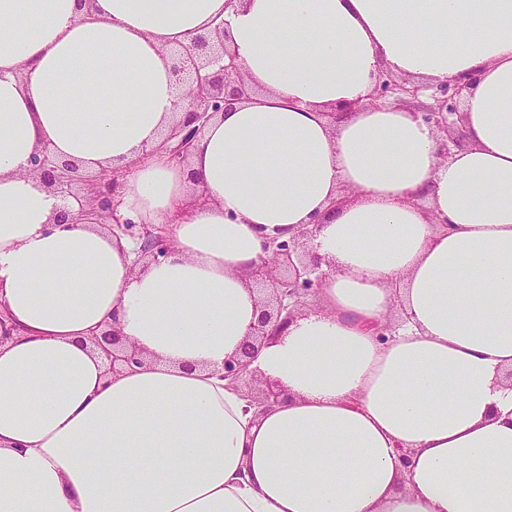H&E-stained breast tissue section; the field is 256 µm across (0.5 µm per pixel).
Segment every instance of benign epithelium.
<instances>
[{"mask_svg": "<svg viewBox=\"0 0 512 512\" xmlns=\"http://www.w3.org/2000/svg\"><path fill=\"white\" fill-rule=\"evenodd\" d=\"M173 71L181 85L182 116L166 128L159 143L145 152V156L160 154L168 162L181 166L189 163L195 142L208 123L230 102L246 99L249 93L235 55L224 45L222 21L212 30L192 36L174 54ZM463 89L457 83L421 85L383 73L371 94V104L376 107L392 103L416 105L413 116L439 135L438 155L445 161L467 145ZM126 170L125 166H107L98 172L85 173L78 164L60 162L44 148L29 159L28 172L66 203L57 213L56 223L97 224L114 236L131 238L136 244L135 265L144 270L168 254L171 236L167 226L141 224L122 210L120 189ZM71 199L77 208L67 206ZM319 228L318 224H305L287 240L277 236L267 238L264 243L267 257L252 271V282L262 295L260 316L249 328L239 354L224 359L220 377L258 408L277 402L282 395L279 389L262 393L242 390V384L257 377L251 364L259 347L283 335L302 315L304 298L319 293L328 275L321 270V258L311 250ZM92 343L109 362V374L144 362L140 351L126 345L114 327L93 336Z\"/></svg>", "mask_w": 512, "mask_h": 512, "instance_id": "benign-epithelium-1", "label": "benign epithelium"}]
</instances>
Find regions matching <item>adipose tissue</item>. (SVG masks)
I'll use <instances>...</instances> for the list:
<instances>
[{"label": "adipose tissue", "mask_w": 512, "mask_h": 512, "mask_svg": "<svg viewBox=\"0 0 512 512\" xmlns=\"http://www.w3.org/2000/svg\"><path fill=\"white\" fill-rule=\"evenodd\" d=\"M220 20L250 100L188 166L141 162L180 113L171 49ZM382 69L470 80L467 146L440 162L366 105ZM41 147L132 165L123 205L168 255L138 272L55 223ZM302 224L332 272L259 349L284 390L259 414L217 370L265 239ZM0 314V512H512V0H0ZM112 324L143 365L106 373Z\"/></svg>", "instance_id": "1"}]
</instances>
